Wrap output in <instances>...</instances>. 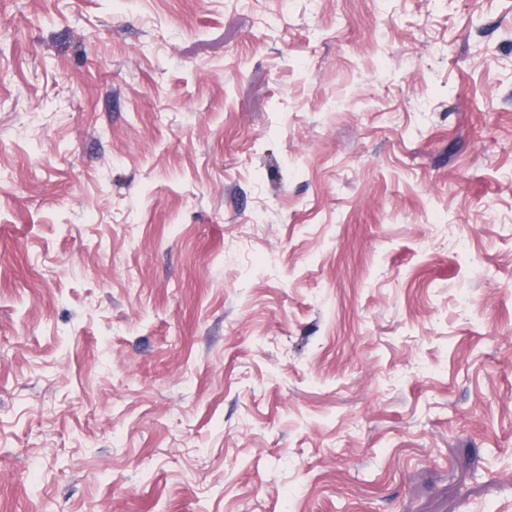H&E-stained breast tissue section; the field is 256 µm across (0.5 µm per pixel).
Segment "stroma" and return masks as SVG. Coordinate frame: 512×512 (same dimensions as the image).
I'll use <instances>...</instances> for the list:
<instances>
[{
    "instance_id": "obj_1",
    "label": "stroma",
    "mask_w": 512,
    "mask_h": 512,
    "mask_svg": "<svg viewBox=\"0 0 512 512\" xmlns=\"http://www.w3.org/2000/svg\"><path fill=\"white\" fill-rule=\"evenodd\" d=\"M0 512H512V0H0Z\"/></svg>"
}]
</instances>
